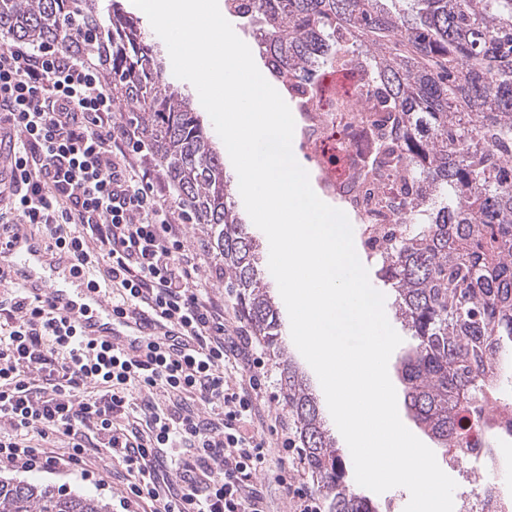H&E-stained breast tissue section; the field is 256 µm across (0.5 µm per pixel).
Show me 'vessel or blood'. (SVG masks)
<instances>
[{"instance_id": "vessel-or-blood-1", "label": "vessel or blood", "mask_w": 512, "mask_h": 512, "mask_svg": "<svg viewBox=\"0 0 512 512\" xmlns=\"http://www.w3.org/2000/svg\"><path fill=\"white\" fill-rule=\"evenodd\" d=\"M0 278L21 285L30 299L45 300L74 321L87 339L131 357L181 343L177 327L140 313L113 311L102 289L89 282L70 252L53 246L35 224L11 225L0 235Z\"/></svg>"}]
</instances>
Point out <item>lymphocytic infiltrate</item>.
I'll use <instances>...</instances> for the list:
<instances>
[{
  "label": "lymphocytic infiltrate",
  "instance_id": "obj_1",
  "mask_svg": "<svg viewBox=\"0 0 512 512\" xmlns=\"http://www.w3.org/2000/svg\"><path fill=\"white\" fill-rule=\"evenodd\" d=\"M70 43L0 49V227L38 224L113 310L176 326V352L133 360L80 336L13 286L0 300V463L26 470L124 471L123 504L142 512H271L263 480L275 450L253 431L265 363L223 293L199 276L179 213L155 191L138 127Z\"/></svg>",
  "mask_w": 512,
  "mask_h": 512
}]
</instances>
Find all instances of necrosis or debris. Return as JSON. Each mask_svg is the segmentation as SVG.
Masks as SVG:
<instances>
[{
	"instance_id": "4bbe7bcc",
	"label": "necrosis or debris",
	"mask_w": 512,
	"mask_h": 512,
	"mask_svg": "<svg viewBox=\"0 0 512 512\" xmlns=\"http://www.w3.org/2000/svg\"><path fill=\"white\" fill-rule=\"evenodd\" d=\"M345 65L319 64L293 80L289 94L300 121L299 138L326 196L341 200L361 228L366 254H381L384 228L402 223L379 203L380 191L368 175L377 131L389 128L387 113L375 110L379 81L364 49L336 32ZM462 435L448 448V467L469 487L456 495L457 512H512V405L488 398L481 415L461 416Z\"/></svg>"
}]
</instances>
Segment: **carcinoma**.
Instances as JSON below:
<instances>
[{"mask_svg": "<svg viewBox=\"0 0 512 512\" xmlns=\"http://www.w3.org/2000/svg\"><path fill=\"white\" fill-rule=\"evenodd\" d=\"M265 28L259 45L286 84L330 60L336 30L366 44L382 103L411 155L407 222L378 277L414 340L401 358L406 404L447 447L458 414L512 385V0H224ZM99 58L116 111L132 114L191 218L206 226L254 334L276 358L300 464L324 512H379L352 488L316 396L284 356L279 310L257 267V239L232 199L224 155L192 100L165 77L156 42L112 0H0V32L68 40ZM0 512H109L94 497L0 478Z\"/></svg>", "mask_w": 512, "mask_h": 512, "instance_id": "1", "label": "carcinoma"}]
</instances>
